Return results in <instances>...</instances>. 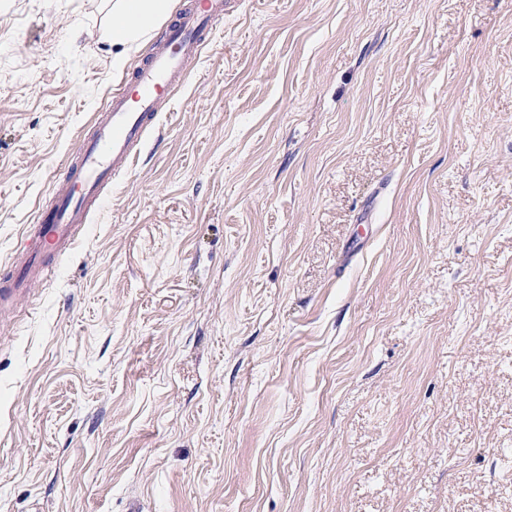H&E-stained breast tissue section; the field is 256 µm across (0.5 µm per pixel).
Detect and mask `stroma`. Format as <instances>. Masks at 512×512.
Returning <instances> with one entry per match:
<instances>
[{"label":"stroma","instance_id":"obj_1","mask_svg":"<svg viewBox=\"0 0 512 512\" xmlns=\"http://www.w3.org/2000/svg\"><path fill=\"white\" fill-rule=\"evenodd\" d=\"M109 7L0 0V286ZM0 512H512V0H231L0 320Z\"/></svg>","mask_w":512,"mask_h":512}]
</instances>
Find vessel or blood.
I'll return each mask as SVG.
<instances>
[{"mask_svg": "<svg viewBox=\"0 0 512 512\" xmlns=\"http://www.w3.org/2000/svg\"><path fill=\"white\" fill-rule=\"evenodd\" d=\"M227 7V0H194L181 8L150 57L97 113L92 134L69 163L68 176L53 183L51 207L27 230L12 257L11 283L0 289V315L32 284L48 280L56 263L74 248L101 211L106 186L130 169L145 136L170 109L198 48Z\"/></svg>", "mask_w": 512, "mask_h": 512, "instance_id": "vessel-or-blood-1", "label": "vessel or blood"}]
</instances>
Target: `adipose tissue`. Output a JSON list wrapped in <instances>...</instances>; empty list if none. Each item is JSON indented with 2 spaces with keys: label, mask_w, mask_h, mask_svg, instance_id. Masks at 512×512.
Listing matches in <instances>:
<instances>
[{
  "label": "adipose tissue",
  "mask_w": 512,
  "mask_h": 512,
  "mask_svg": "<svg viewBox=\"0 0 512 512\" xmlns=\"http://www.w3.org/2000/svg\"><path fill=\"white\" fill-rule=\"evenodd\" d=\"M171 0H113L112 16L103 33L116 46L114 68L124 63L123 51L142 41L153 27L170 13Z\"/></svg>",
  "instance_id": "adipose-tissue-1"
}]
</instances>
